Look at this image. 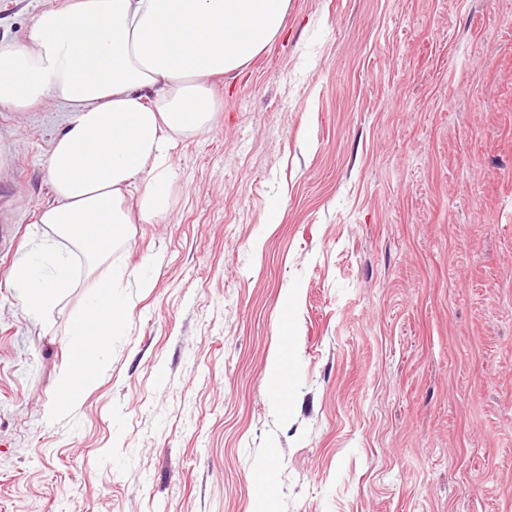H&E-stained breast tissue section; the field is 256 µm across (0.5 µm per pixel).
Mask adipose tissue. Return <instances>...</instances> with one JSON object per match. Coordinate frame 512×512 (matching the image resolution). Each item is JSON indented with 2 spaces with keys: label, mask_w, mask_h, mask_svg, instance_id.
I'll list each match as a JSON object with an SVG mask.
<instances>
[{
  "label": "adipose tissue",
  "mask_w": 512,
  "mask_h": 512,
  "mask_svg": "<svg viewBox=\"0 0 512 512\" xmlns=\"http://www.w3.org/2000/svg\"><path fill=\"white\" fill-rule=\"evenodd\" d=\"M290 0H65L38 14L22 41L0 42V111L64 103L48 158L55 201L39 210L44 245L13 269L32 313L74 282L72 253L105 261L132 221L171 208V151L209 130L220 108L210 80L241 72L281 32ZM73 318L62 379L77 403L97 377L98 329L121 336L111 280Z\"/></svg>",
  "instance_id": "adipose-tissue-1"
}]
</instances>
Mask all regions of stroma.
<instances>
[{"instance_id":"stroma-1","label":"stroma","mask_w":512,"mask_h":512,"mask_svg":"<svg viewBox=\"0 0 512 512\" xmlns=\"http://www.w3.org/2000/svg\"><path fill=\"white\" fill-rule=\"evenodd\" d=\"M63 2L0 0V40ZM214 93L170 212L37 317L68 108L0 112V512H255L261 471L272 512H512V0H291ZM116 271L127 332L46 417Z\"/></svg>"}]
</instances>
